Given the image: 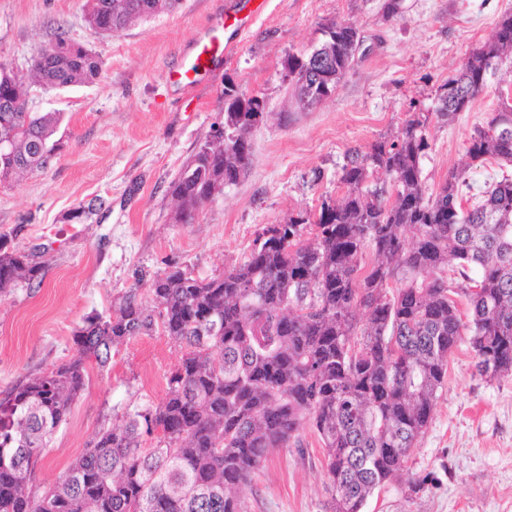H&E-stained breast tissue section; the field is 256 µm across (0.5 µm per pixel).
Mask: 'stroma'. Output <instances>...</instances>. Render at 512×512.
<instances>
[{"mask_svg": "<svg viewBox=\"0 0 512 512\" xmlns=\"http://www.w3.org/2000/svg\"><path fill=\"white\" fill-rule=\"evenodd\" d=\"M226 0H180L178 7L114 34L87 23L86 0H0V61L28 68L38 51L65 34L103 61L91 83L63 90L31 87L35 112L62 116L61 145L47 168L0 183V234L31 254L35 283L20 281L0 297V397L28 377L76 354L85 320L108 313L129 289L154 308L152 278L171 265L210 279L242 263L262 230L319 210L341 196V169L354 150L394 137L413 113L430 112L437 88L484 43L512 0H402L387 17L385 0H268L234 58L203 77L186 105L167 72ZM346 20L363 36L351 69L319 105L300 109L284 68L312 49L322 25ZM263 97L270 114L251 132L252 166L224 186L195 223L179 224L173 182L224 122V82ZM492 84L449 123L428 125L423 187L435 193L464 159L475 128L497 112ZM93 220L74 212L95 199ZM183 348L157 331L119 346L103 369L90 368L85 389L56 432L34 483L46 488L99 429L125 409L159 401ZM301 447L274 449L241 493L245 512H326L324 454L311 427ZM429 481L414 495L391 482L365 512H512V378L475 374L468 345L455 348L428 428L407 463Z\"/></svg>", "mask_w": 512, "mask_h": 512, "instance_id": "obj_1", "label": "stroma"}]
</instances>
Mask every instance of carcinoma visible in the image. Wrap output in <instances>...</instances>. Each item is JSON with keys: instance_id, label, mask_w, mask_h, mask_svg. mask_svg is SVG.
I'll return each mask as SVG.
<instances>
[{"instance_id": "cac0c4a2", "label": "carcinoma", "mask_w": 512, "mask_h": 512, "mask_svg": "<svg viewBox=\"0 0 512 512\" xmlns=\"http://www.w3.org/2000/svg\"><path fill=\"white\" fill-rule=\"evenodd\" d=\"M178 3L90 0L87 22L94 31L110 23L115 32ZM361 42L351 22L332 21L311 52L288 57L299 106L335 92ZM67 45L57 37L25 75L0 63V137H13L14 177L44 170L57 150L51 137L61 113L29 111L27 85L64 89L102 70L90 50ZM511 57L507 14L438 88L436 119L465 111L488 86V62L500 67ZM258 109V99L225 82L230 132L201 146L172 185L185 223L212 188L250 169L252 151L240 142ZM429 119L414 114L394 138L349 155L341 197L322 202L313 218L266 228L224 276L200 279L180 267L156 274L149 291L158 314L130 289L111 313L74 334V358L0 398V512H244L240 491L272 450L292 441L302 447L307 423L324 449L329 512H362L375 490L408 473L458 344L469 345L478 375L512 377V177L489 183L462 208L470 167L490 158L511 164L512 137L474 129L468 163L427 196L420 160L430 148ZM379 171L388 180H374ZM407 226L416 229L410 241ZM450 265L462 277L456 287L444 276ZM37 273L29 255L0 235V294ZM393 281L401 287L391 292ZM157 327L185 348L165 397L125 411L52 487L35 489V467L84 389L87 363L106 367L113 348Z\"/></svg>"}]
</instances>
